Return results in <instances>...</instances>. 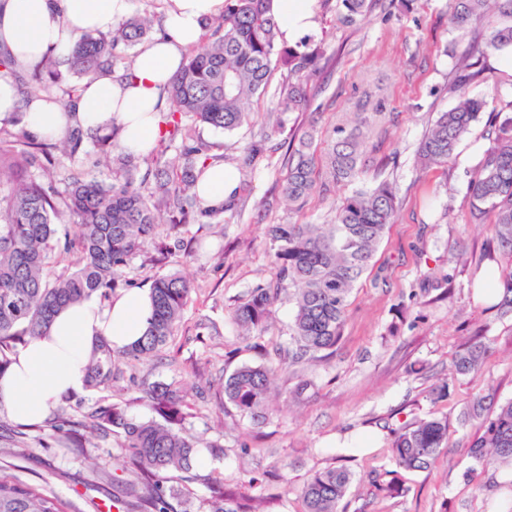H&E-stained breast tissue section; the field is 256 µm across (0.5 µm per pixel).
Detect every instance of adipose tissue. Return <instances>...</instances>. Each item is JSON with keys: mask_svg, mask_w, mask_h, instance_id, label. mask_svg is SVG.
Masks as SVG:
<instances>
[{"mask_svg": "<svg viewBox=\"0 0 512 512\" xmlns=\"http://www.w3.org/2000/svg\"><path fill=\"white\" fill-rule=\"evenodd\" d=\"M164 36L142 45L132 70L85 80L74 109L56 103L21 102L9 78H0V120L21 115L26 129L60 138L68 129L100 133L121 128L120 144L138 155L160 138L158 114L163 86L176 73L205 21L224 10V0H165ZM315 0H271L281 38L296 44L314 28ZM131 0H0V49L19 63L50 54L66 62L73 41L88 31H111L128 16ZM238 189L234 171L205 170L196 192L209 206H221ZM151 314L150 293L136 290L103 304L88 298L54 318L48 335L32 339L15 363L0 374V409L16 422L46 419L64 397L82 392L86 368L100 341L121 348L144 335Z\"/></svg>", "mask_w": 512, "mask_h": 512, "instance_id": "1", "label": "adipose tissue"}]
</instances>
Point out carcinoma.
<instances>
[{"label":"carcinoma","instance_id":"cac0c4a2","mask_svg":"<svg viewBox=\"0 0 512 512\" xmlns=\"http://www.w3.org/2000/svg\"><path fill=\"white\" fill-rule=\"evenodd\" d=\"M270 0H224V11L204 25L199 43L189 48L184 63L163 88L167 111L161 123L164 134L180 139L176 155L154 174L146 189L134 173L135 154L120 146V127L95 135L80 127L69 130L61 142L62 153L75 159L88 140L112 158V181L94 176L70 175L64 186L54 176L57 166L52 143L31 135L20 119L0 122V374L18 348L45 335L54 315L63 306L105 296L113 289L131 287L130 262L156 235L166 232L174 248L184 246L182 234L191 223L210 224L218 216L238 209L240 196L222 209L207 208L191 192L207 162L220 157L207 154L198 142L196 126L207 125L231 133L250 118L253 104L271 88L274 72L281 80L274 87V130L284 129V116L305 112L314 95L316 79L326 50L302 41L294 46L279 43V23L269 13ZM371 0H339L340 21L356 25L366 19ZM152 15L136 13L112 28L108 35L87 32L76 41L67 73L51 57L25 69L9 54H0V67L28 73L22 95L26 99H51L60 90L71 103L81 82L105 72L129 70L133 58L126 51L145 40L152 30ZM450 23L489 30L486 40L474 38L468 51L455 60L457 104L440 112L419 142L416 164L421 168L445 166L472 123L486 108V101L465 93L476 76L475 61L487 51L512 49V0H452ZM494 125L490 143L468 184L471 220L489 224L503 254L512 258V114ZM367 118L329 132L324 156L317 154L315 134L306 131L288 154V172L280 191L295 215L308 200L325 194L339 182L355 181L365 165ZM264 140L240 147L239 191L251 187L254 170L264 158ZM399 206L395 189L387 181L357 189L336 208L333 223L306 224L298 219L268 228L271 257L278 268L276 280L252 289L233 309V321L242 335L261 343L266 323L278 297L293 292L295 313L288 343L279 346V360L304 365L325 360L341 340L350 296L371 265L376 247ZM73 224L77 233L61 231ZM503 291L495 305L497 315L512 318V269L502 275ZM194 290L179 272L156 277L150 294L153 311L144 336L134 345L114 350L99 344L88 367L87 386L93 389L112 382L118 366L115 356L139 360L157 355L175 335ZM488 351L476 339L456 357L454 374L478 371ZM273 362L242 364L224 376L222 393L240 417L253 424L266 419L271 400ZM140 399L157 415L140 420L116 404L100 405L91 415V427L119 438L135 481L131 493L139 512H178L163 491L173 472L190 480L201 452L183 423L187 416L185 394L172 384L140 388ZM463 420L480 421L481 434L470 444L474 464L486 468L498 463L512 470V399L497 402L478 396L463 412ZM85 424L59 417L54 429L72 448L83 447ZM448 447V419L431 417L403 425L390 444L397 470L377 489L401 496L407 488L399 471H426L442 449ZM353 481L345 467L314 472L301 491V512H337ZM210 512H255L251 500L224 492V484L210 487ZM69 504L47 488L22 480L0 466V512H68Z\"/></svg>","mask_w":512,"mask_h":512}]
</instances>
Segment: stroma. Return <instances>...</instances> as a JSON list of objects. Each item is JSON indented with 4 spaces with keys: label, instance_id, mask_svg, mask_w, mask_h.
<instances>
[{
    "label": "stroma",
    "instance_id": "stroma-1",
    "mask_svg": "<svg viewBox=\"0 0 512 512\" xmlns=\"http://www.w3.org/2000/svg\"><path fill=\"white\" fill-rule=\"evenodd\" d=\"M449 0H374L368 21L345 27L333 13L317 10L311 42L324 43L338 59L316 83L305 112L286 116V130L267 143L251 191L223 224L189 225L201 247L187 260L149 244L128 271L135 289L150 288L157 276L178 271L194 292L174 339L160 356L124 366L110 387L84 389L58 405L57 414L88 420L102 404H119L147 420L151 408L139 401L137 382H179L191 416L185 428L203 446L193 480L171 474L165 491L175 493L183 512H209L212 480L253 499L256 512H301V490L316 470L345 466L353 483L338 512H512L506 472L472 470L468 448L477 423L461 424L460 413L477 393L512 399V319H501L477 294L487 265L512 267V258L490 240L488 225L469 220L467 186L489 145L493 114L512 100V70L499 53L480 61L482 74L469 95L488 101L445 167L417 168L418 143L437 113L454 106L448 91L453 57L467 37L448 24ZM271 98L255 103L248 124L232 133L200 125L198 138L210 154L235 164L239 148L259 138L274 109ZM354 112H373L367 169L356 185H339L324 199L312 198L303 218L329 222L354 186L385 179L396 189L399 207L371 266L353 291L342 338L327 362L298 369L280 365L274 380L275 411L264 424L243 421L214 392L198 396L205 382H218L244 363L260 362L232 320L238 299L276 278L264 235L268 224L284 223L280 203L286 173L284 141L309 128L329 132ZM490 352L476 375L453 376V362L474 335ZM309 381L299 391L301 381ZM448 383L447 401L432 403V387ZM446 417L451 436L435 466L406 472L403 497L382 496L375 476L394 470L392 431L406 422ZM216 452H207V445ZM46 486L70 505V512H112L113 479H130L116 436H95L84 448H64L51 425L31 433L22 454L0 439V466Z\"/></svg>",
    "mask_w": 512,
    "mask_h": 512
}]
</instances>
